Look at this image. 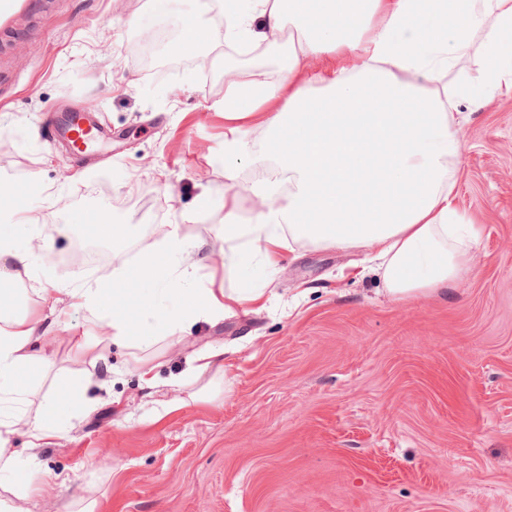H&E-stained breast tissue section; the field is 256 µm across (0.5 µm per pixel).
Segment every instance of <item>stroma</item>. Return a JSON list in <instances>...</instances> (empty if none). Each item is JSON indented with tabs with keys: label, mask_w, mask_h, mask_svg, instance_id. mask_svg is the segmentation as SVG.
<instances>
[{
	"label": "stroma",
	"mask_w": 512,
	"mask_h": 512,
	"mask_svg": "<svg viewBox=\"0 0 512 512\" xmlns=\"http://www.w3.org/2000/svg\"><path fill=\"white\" fill-rule=\"evenodd\" d=\"M193 0L14 4L0 30V206L41 212L45 286L105 279L179 225L201 275L227 281L224 87L182 54ZM199 14V13H196ZM223 63L224 31L201 13ZM155 29L165 64L133 47ZM91 112L112 131L109 160L76 156L48 134L58 113ZM456 206L483 236L447 295L389 299L359 250L307 244L284 253L255 303L185 326L130 357L97 320L69 309L51 333L43 395L84 392L68 430L9 448L35 493L23 512H512V96L462 103ZM148 199L118 210L131 195ZM115 225L96 236L94 224ZM111 258L84 272L65 255L78 234ZM224 374L192 378L197 357Z\"/></svg>",
	"instance_id": "1"
}]
</instances>
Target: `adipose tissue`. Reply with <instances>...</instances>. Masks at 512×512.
Returning <instances> with one entry per match:
<instances>
[{"instance_id": "1", "label": "adipose tissue", "mask_w": 512, "mask_h": 512, "mask_svg": "<svg viewBox=\"0 0 512 512\" xmlns=\"http://www.w3.org/2000/svg\"><path fill=\"white\" fill-rule=\"evenodd\" d=\"M297 39H284L287 25ZM224 41L280 48L277 75L239 73L213 104L225 120L258 115L266 133L288 130L279 162L288 190L263 183L249 197L275 199L237 223L236 199L224 201V266L238 281L225 300L196 277V246L171 229L144 257L130 284L140 313L111 300L93 283L63 287L76 306L94 314L110 307L112 339L142 351L158 335L175 337L185 322L223 314L226 302L258 300L276 267L274 250L298 242L373 249L375 269L396 301L447 291L469 269L482 229L454 204L463 141L454 125L461 103L512 94V0H235ZM355 59L353 67L342 64ZM477 60V76L466 63ZM45 228L36 212L16 218L0 210V477L18 467L8 444L25 425L36 438L65 431L71 399L44 397L29 413L20 403L34 369L55 364L46 340L54 330L19 301L29 279L42 303L52 301L37 274L33 242Z\"/></svg>"}]
</instances>
